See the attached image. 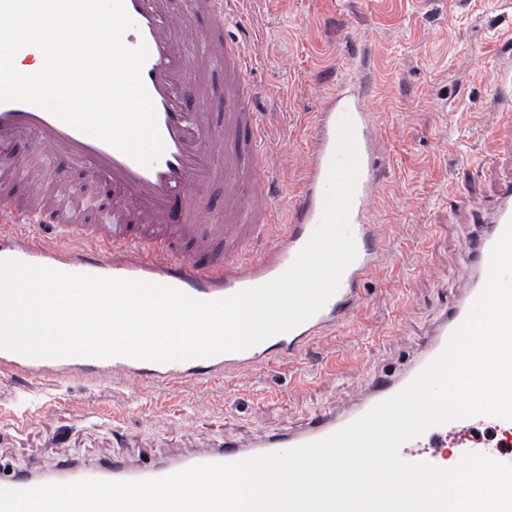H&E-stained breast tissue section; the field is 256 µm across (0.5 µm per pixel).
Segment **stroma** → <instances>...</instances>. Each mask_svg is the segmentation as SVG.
Masks as SVG:
<instances>
[{"instance_id": "stroma-1", "label": "stroma", "mask_w": 512, "mask_h": 512, "mask_svg": "<svg viewBox=\"0 0 512 512\" xmlns=\"http://www.w3.org/2000/svg\"><path fill=\"white\" fill-rule=\"evenodd\" d=\"M243 41L268 129L273 193H298L314 114L369 64L383 147L375 222L383 259L349 322L298 359L193 383L0 376V407L40 405L27 428L0 426V469L170 461L227 442L285 434L355 403L369 375H398L465 284L470 208L512 180V0H241Z\"/></svg>"}]
</instances>
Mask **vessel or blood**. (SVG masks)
Instances as JSON below:
<instances>
[{"instance_id":"1","label":"vessel or blood","mask_w":512,"mask_h":512,"mask_svg":"<svg viewBox=\"0 0 512 512\" xmlns=\"http://www.w3.org/2000/svg\"><path fill=\"white\" fill-rule=\"evenodd\" d=\"M238 2L189 0L187 12L180 14L171 0H124L134 25L123 40L131 48H148L141 80L154 105L165 146L151 166L141 165L35 104L0 102V185L12 182L18 174L14 161L17 147L35 140L47 147L51 160L61 161L57 171L60 186L67 183V170L77 169L90 180L110 184L114 193L111 211L97 224L82 223L74 197L48 190L37 181L22 202L0 193V224H49L62 240L61 245L53 246L13 239L0 227V259L67 273L146 281L201 301L228 298L269 282L290 266L321 219L338 125L348 116L354 123L360 158L350 212L357 257L344 271L337 292L297 328L243 351L155 363L123 356L29 357L0 350V373L35 384L65 378L93 382L108 374L125 383L181 387L257 368L276 357L298 358L317 338L344 325L362 304L361 285L381 260L378 227L371 222L379 180L380 135L366 104V67L358 65L355 78L340 85L317 112L302 188L289 205L277 207L265 151V123L252 78L253 59L239 38L224 32L227 21L242 27L247 24L237 9ZM199 15L209 18L207 27L197 26ZM216 66L224 70V96L219 101L205 82L208 71ZM217 103L224 112L220 121L212 112ZM214 183L223 184L225 192L220 224L213 223L204 197ZM471 222L473 231L465 246L473 260V276L467 288L441 316L420 359L399 376L370 378L362 403L341 415H315L304 431L285 438L268 435L253 448L224 444L178 461L138 466L120 458L96 468L70 465L63 482L163 477L195 464L233 462L275 452L284 444L293 448L352 423L408 385L442 352L452 331L467 316L486 283L492 249L512 222V182L501 186L489 204L473 210ZM270 236L275 239L272 247L253 254V243ZM5 239L10 240V247H2ZM506 424V419L487 415L454 420L405 442L400 455L409 462L439 467L443 464L440 450L447 447L449 437L478 426L501 428ZM46 483V478L33 473H0V489H30Z\"/></svg>"}]
</instances>
